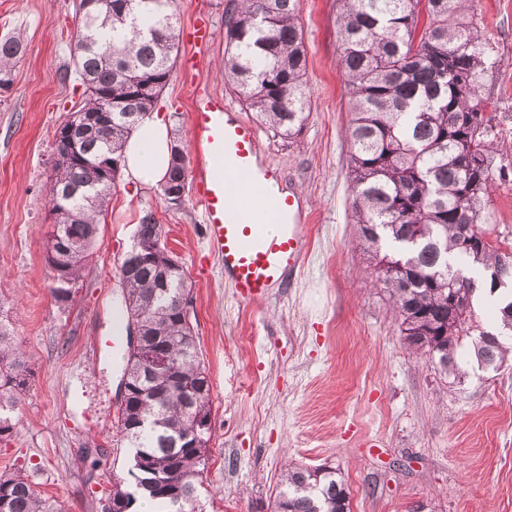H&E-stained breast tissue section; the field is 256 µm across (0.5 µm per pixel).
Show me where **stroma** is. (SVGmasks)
I'll use <instances>...</instances> for the list:
<instances>
[{"mask_svg": "<svg viewBox=\"0 0 512 512\" xmlns=\"http://www.w3.org/2000/svg\"><path fill=\"white\" fill-rule=\"evenodd\" d=\"M234 0H177L182 25L205 19L213 40L202 83L239 121L257 124L261 157L295 188L308 249L270 296L242 303L202 232L196 188L182 205L120 178L72 302L58 304L46 261L54 230L45 185L53 133L82 100L72 63V0H0V38L26 50L0 91V322L32 370L21 422L0 437V473L25 470L66 512H102L107 474H125L128 448L113 425L123 356L88 355L123 307L117 269L138 224L152 215L193 287L191 321L210 378L206 512H273L286 465L340 469L351 512H512V359L478 367L470 348L458 374L414 352L352 221L351 114L339 62L337 0H299L308 47L311 113L293 139L258 125L217 74ZM475 23L494 65L483 94L498 144L487 205L489 240L512 245V0H475ZM192 96L174 67L156 110L170 138L191 147Z\"/></svg>", "mask_w": 512, "mask_h": 512, "instance_id": "1", "label": "stroma"}]
</instances>
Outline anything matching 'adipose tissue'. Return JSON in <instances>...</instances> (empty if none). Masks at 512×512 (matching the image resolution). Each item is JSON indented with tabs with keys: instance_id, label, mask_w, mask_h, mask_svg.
<instances>
[{
	"instance_id": "adipose-tissue-1",
	"label": "adipose tissue",
	"mask_w": 512,
	"mask_h": 512,
	"mask_svg": "<svg viewBox=\"0 0 512 512\" xmlns=\"http://www.w3.org/2000/svg\"><path fill=\"white\" fill-rule=\"evenodd\" d=\"M170 141L167 126L156 113L144 115L124 146L126 177L140 184L163 181L168 165Z\"/></svg>"
}]
</instances>
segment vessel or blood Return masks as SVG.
Returning a JSON list of instances; mask_svg holds the SVG:
<instances>
[{
	"mask_svg": "<svg viewBox=\"0 0 512 512\" xmlns=\"http://www.w3.org/2000/svg\"><path fill=\"white\" fill-rule=\"evenodd\" d=\"M191 46L182 65L199 75L201 54L213 38L203 19L185 30ZM230 105L223 96L195 91L192 98L193 143L209 163L196 175L203 211V234L224 265L239 300L250 302L267 296L286 274L295 272L307 240L302 231V209L297 193L277 198L279 229L268 232L246 222L243 214L251 195L262 193L276 169L257 159L255 127L225 118Z\"/></svg>",
	"mask_w": 512,
	"mask_h": 512,
	"instance_id": "1",
	"label": "vessel or blood"
}]
</instances>
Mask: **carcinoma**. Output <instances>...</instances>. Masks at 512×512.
<instances>
[{
	"label": "carcinoma",
	"mask_w": 512,
	"mask_h": 512,
	"mask_svg": "<svg viewBox=\"0 0 512 512\" xmlns=\"http://www.w3.org/2000/svg\"><path fill=\"white\" fill-rule=\"evenodd\" d=\"M132 34L118 12L99 0H74L71 32L74 69L84 88L78 111L106 114L96 133L73 150L66 125L54 131L48 185L50 212L61 237L76 232L56 260H48L61 304L72 298L107 214L122 171V144L142 115L154 110L180 50L176 0H129ZM340 64L350 88L353 223L393 299L408 345L444 372L457 371V348L467 334V308L451 293L494 292L488 275L503 268L501 248L486 235L485 206L491 178L482 79L493 65L481 31L469 19L474 0H339ZM221 71L246 109L275 135L292 139L311 111L307 47L297 0H237L226 22ZM24 53L21 35L0 40V89L11 85ZM191 160L170 157L162 184L189 181ZM136 238L164 245L163 227L142 218ZM390 253L378 257L380 248ZM164 250H130L120 278L127 320L137 319L148 342L168 345L167 371L134 381L117 407L115 425L133 449L128 475L108 480L109 496L128 512L144 500L154 512H198L208 449L189 448L196 416L211 415L210 381L200 360L194 326L184 322L177 289L161 281ZM480 271L467 276L459 263ZM512 354V331H482L473 342L477 363L499 369ZM30 371L16 337L0 325V435L20 422L19 405ZM275 512H350L349 493L333 467H290ZM0 512H63L49 503L30 476L0 473Z\"/></svg>",
	"instance_id": "obj_1"
}]
</instances>
